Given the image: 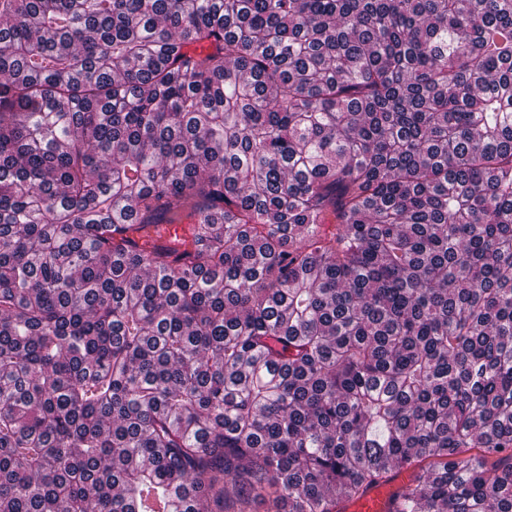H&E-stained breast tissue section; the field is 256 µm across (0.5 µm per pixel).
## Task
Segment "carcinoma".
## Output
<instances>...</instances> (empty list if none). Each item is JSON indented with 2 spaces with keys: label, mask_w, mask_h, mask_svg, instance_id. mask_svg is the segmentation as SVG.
Instances as JSON below:
<instances>
[{
  "label": "carcinoma",
  "mask_w": 512,
  "mask_h": 512,
  "mask_svg": "<svg viewBox=\"0 0 512 512\" xmlns=\"http://www.w3.org/2000/svg\"><path fill=\"white\" fill-rule=\"evenodd\" d=\"M404 470L512 512V0H0V512Z\"/></svg>",
  "instance_id": "cac0c4a2"
}]
</instances>
